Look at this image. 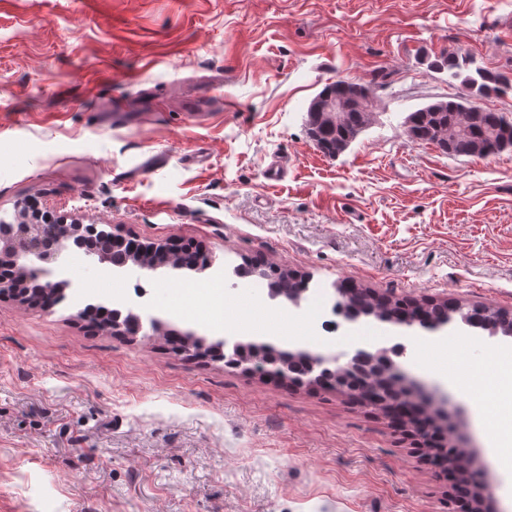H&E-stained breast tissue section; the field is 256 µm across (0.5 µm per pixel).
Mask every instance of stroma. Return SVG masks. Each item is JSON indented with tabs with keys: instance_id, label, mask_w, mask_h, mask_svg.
<instances>
[{
	"instance_id": "35a3bbf8",
	"label": "stroma",
	"mask_w": 512,
	"mask_h": 512,
	"mask_svg": "<svg viewBox=\"0 0 512 512\" xmlns=\"http://www.w3.org/2000/svg\"><path fill=\"white\" fill-rule=\"evenodd\" d=\"M459 47L512 72V0H0V217L34 201L142 242L195 243L217 268L258 260L309 274L332 301L342 280L410 299L512 310V149L451 157L409 142L415 109L461 93L429 66ZM340 77L370 84L377 118L325 156L305 126ZM286 176L268 180L272 159ZM73 292L108 306L132 279L79 257ZM150 315L214 338L201 288L265 299L266 280L141 278ZM304 333L338 351L408 335L372 317ZM408 347L414 375L466 362ZM460 432L501 512L512 470V398L465 371ZM379 406L173 353L161 336H115L74 308L0 297V512H453V488Z\"/></svg>"
}]
</instances>
